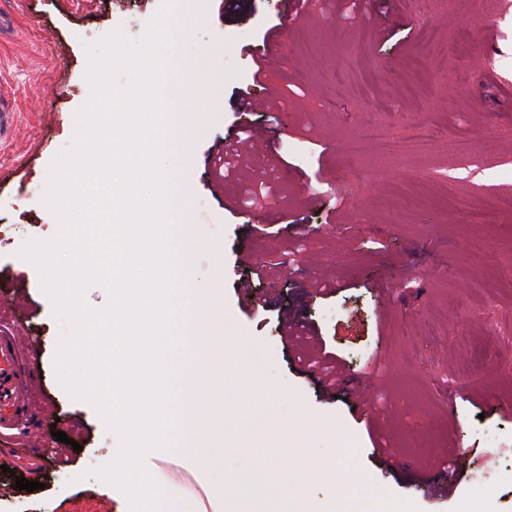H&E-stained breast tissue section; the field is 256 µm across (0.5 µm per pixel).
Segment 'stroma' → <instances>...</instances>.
<instances>
[{"instance_id":"35a3bbf8","label":"stroma","mask_w":512,"mask_h":512,"mask_svg":"<svg viewBox=\"0 0 512 512\" xmlns=\"http://www.w3.org/2000/svg\"><path fill=\"white\" fill-rule=\"evenodd\" d=\"M243 2L233 17L224 0H191L190 23L168 48L196 78L191 161L176 179L191 193L196 275L214 303L211 344L224 354V388L212 406L224 458L205 470L193 457L152 450L143 465L163 506L258 512L259 484L232 493L225 481L274 444L293 473L305 456L351 471L365 494L303 486L304 496L340 510L383 512L389 498L410 512H463L470 502L481 512H512V212L490 226L470 220L473 208L512 195V0H453L449 10L437 2L426 12L416 0H366L367 19L350 21L336 0H312L300 12L286 0ZM170 5L0 0V103L11 114L0 138V326L21 336L36 366L26 384L31 417L0 436V512H131L127 496L96 473L111 463L115 437L54 366L70 325L19 251L57 232L56 217L33 202L91 96L88 46L116 31L139 39ZM272 28L282 41L258 77L246 48ZM363 78L366 94L358 90ZM245 92L279 93L287 127L238 111ZM372 119L395 152L358 139ZM247 124L267 129L264 150L279 160L277 192L259 208L241 206L239 193L262 160L227 181L213 163L233 151ZM258 265L271 277L241 292L239 281ZM490 275L503 288L489 301L469 284ZM312 279L335 284V293L309 297ZM267 294L275 309L251 306ZM283 309L335 353L344 378L335 396L304 360L312 343L282 337ZM308 412L315 427L292 451L287 429ZM59 431L75 442L62 462ZM28 433L45 457L35 472L21 462ZM377 442L393 448V466L374 455ZM449 456L461 471L449 493L420 490V478L440 482ZM488 468L491 489L470 478ZM20 476L40 489H18Z\"/></svg>"}]
</instances>
